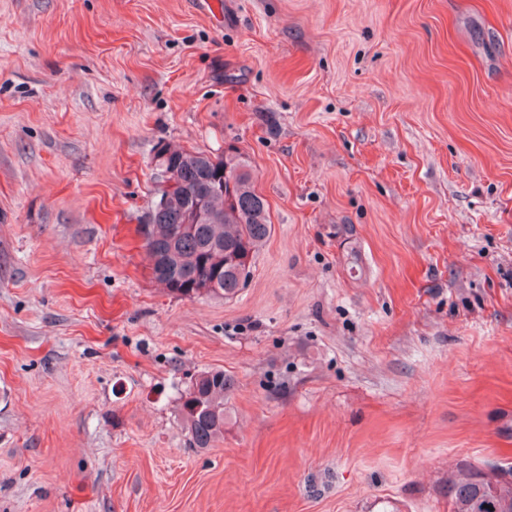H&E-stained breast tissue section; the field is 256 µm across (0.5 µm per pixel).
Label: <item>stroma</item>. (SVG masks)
Masks as SVG:
<instances>
[{"label":"stroma","instance_id":"35a3bbf8","mask_svg":"<svg viewBox=\"0 0 512 512\" xmlns=\"http://www.w3.org/2000/svg\"><path fill=\"white\" fill-rule=\"evenodd\" d=\"M163 144L248 157L272 231L233 299L151 277ZM487 463L512 0H0V512H449ZM233 384L224 370L206 371L181 395L179 411L192 448H211L224 437V397Z\"/></svg>","mask_w":512,"mask_h":512}]
</instances>
